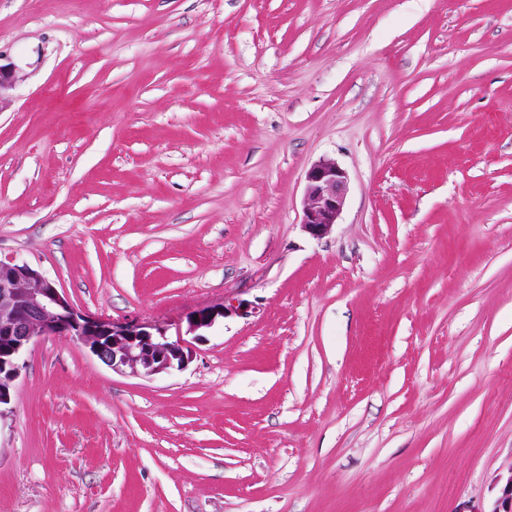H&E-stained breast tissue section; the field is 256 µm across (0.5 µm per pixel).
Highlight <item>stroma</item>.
Instances as JSON below:
<instances>
[{"mask_svg": "<svg viewBox=\"0 0 512 512\" xmlns=\"http://www.w3.org/2000/svg\"><path fill=\"white\" fill-rule=\"evenodd\" d=\"M0 54V256L190 354L32 345L0 512H494L512 0H0ZM323 158L349 190L315 239ZM306 192L301 225L316 239L327 235L343 211L348 178L346 172L332 160L313 164L305 176ZM229 310L225 305L198 310L189 319V330L193 333L207 330L214 326L218 318H224ZM194 317H197V320H194Z\"/></svg>", "mask_w": 512, "mask_h": 512, "instance_id": "obj_1", "label": "stroma"}]
</instances>
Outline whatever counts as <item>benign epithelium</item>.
<instances>
[{"label": "benign epithelium", "mask_w": 512, "mask_h": 512, "mask_svg": "<svg viewBox=\"0 0 512 512\" xmlns=\"http://www.w3.org/2000/svg\"><path fill=\"white\" fill-rule=\"evenodd\" d=\"M19 80L16 66L0 64V101ZM306 192L301 225L320 239L337 223L347 197L346 172L332 160L313 164L305 176ZM229 308L212 306L194 313L189 330L204 331L225 317ZM63 336L89 348L116 372L130 370L151 377L181 369L189 352L156 326L92 318L78 311L64 291L39 269L13 257L0 258V419L12 400L25 354L39 339Z\"/></svg>", "instance_id": "obj_1"}]
</instances>
